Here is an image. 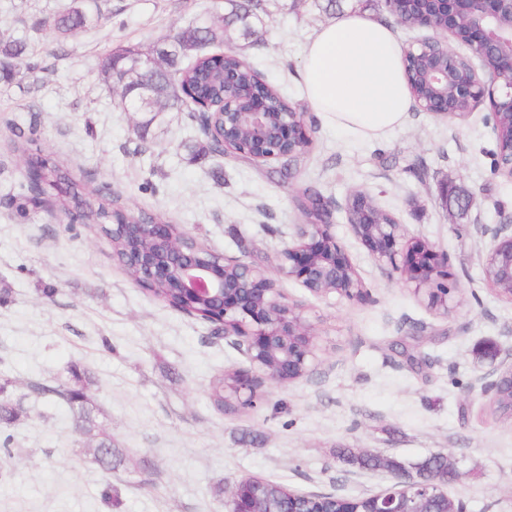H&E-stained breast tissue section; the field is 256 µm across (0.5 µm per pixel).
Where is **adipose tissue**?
<instances>
[{"label":"adipose tissue","instance_id":"1","mask_svg":"<svg viewBox=\"0 0 512 512\" xmlns=\"http://www.w3.org/2000/svg\"><path fill=\"white\" fill-rule=\"evenodd\" d=\"M303 77L313 110L357 137H384L407 118L401 51L382 22L354 13L323 26L306 50Z\"/></svg>","mask_w":512,"mask_h":512}]
</instances>
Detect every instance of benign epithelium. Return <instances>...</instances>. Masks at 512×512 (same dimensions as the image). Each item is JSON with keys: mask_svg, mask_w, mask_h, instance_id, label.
I'll return each mask as SVG.
<instances>
[{"mask_svg": "<svg viewBox=\"0 0 512 512\" xmlns=\"http://www.w3.org/2000/svg\"><path fill=\"white\" fill-rule=\"evenodd\" d=\"M429 8L414 14L409 27L425 28L433 35L404 48L410 73L428 92L413 96L415 105L450 120L465 117L488 103L487 124L495 140L497 172L512 180V0H421ZM409 0H384V7L402 24ZM454 38L471 55L448 46ZM224 153L246 154L253 161L292 160L310 144L308 113L290 109L269 111L263 86H256L249 111H235L224 100ZM442 204L467 213L478 206L471 195H452L448 184L439 185ZM315 218L295 225L292 243L277 257L278 272L299 282L316 297L333 295L343 301H372L355 264L332 233L338 205L317 196ZM343 210L354 237L381 267L427 305L448 316V253L410 236L406 225L376 205L365 193L350 196ZM125 241L121 265L135 272L143 288L178 289L180 311L206 308V320L218 324L224 338L232 339L248 366L233 372L225 387L226 400L241 408L256 404L257 375L276 384L302 380L314 371L318 358L314 326L286 301L267 270L251 261L228 258L197 247L196 240L178 233L171 224H119ZM490 239L482 255L485 280L497 295L512 300V224L488 229ZM512 383V363L478 379L470 393L487 402L498 395L504 381ZM392 484L373 494L370 512H418L414 490L424 496L441 492L445 478L436 472L399 465L388 469ZM238 481L226 487L229 512H262L251 504L239 505Z\"/></svg>", "mask_w": 512, "mask_h": 512, "instance_id": "7a95c632", "label": "benign epithelium"}]
</instances>
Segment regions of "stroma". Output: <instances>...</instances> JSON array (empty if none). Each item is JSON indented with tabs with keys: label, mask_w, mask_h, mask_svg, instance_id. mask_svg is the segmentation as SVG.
I'll use <instances>...</instances> for the list:
<instances>
[{
	"label": "stroma",
	"mask_w": 512,
	"mask_h": 512,
	"mask_svg": "<svg viewBox=\"0 0 512 512\" xmlns=\"http://www.w3.org/2000/svg\"><path fill=\"white\" fill-rule=\"evenodd\" d=\"M97 2L98 24L61 43L51 23L74 0H0V38L26 40L39 65L0 84V198L26 180L11 141L39 112V146L76 179L92 174L90 203L99 201L96 187L109 186L132 211L161 217L205 249L264 264L315 325L319 363L297 383L262 382L254 408L218 410L211 381L246 361L216 324L132 281L102 233L56 207V190L26 221L0 202V286L10 290L0 303V400L18 412L11 455L0 457V512H226L224 489L244 476L346 495L387 486L386 474L340 462V448L408 467L447 453L460 463L444 486L449 496L467 512H512V424L467 396L471 383L512 360V301L489 290L481 261L486 228L512 220V181L494 168L488 107L453 121L413 108L386 137L360 139L312 111L303 91L305 50L321 26L361 11L390 24L402 47L427 30L393 24L382 0H261L254 37L227 32L225 48L285 86L308 115L312 145L285 176L276 160H191L205 136L184 112L161 114L137 137L142 113L120 111L99 76L109 50H149L198 15L223 13L224 0ZM441 182L475 195L478 209L449 214ZM308 187L337 203L333 231L371 302L319 298L278 275L275 258L303 221L297 200ZM357 191L447 252L451 315H437L356 240L342 206ZM400 340L414 345L417 366L396 349ZM74 363L91 377L98 430L88 435L67 405L28 393L34 382L71 383ZM104 432L115 450L108 470L85 456ZM109 487L118 508L102 499Z\"/></svg>",
	"instance_id": "stroma-1"
}]
</instances>
